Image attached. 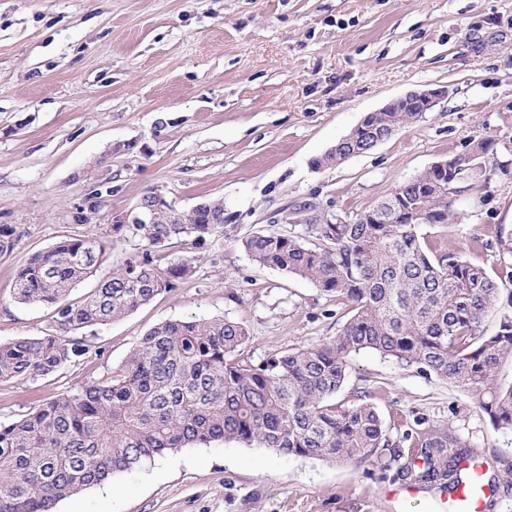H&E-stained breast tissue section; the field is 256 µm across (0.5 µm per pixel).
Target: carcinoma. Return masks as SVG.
<instances>
[{"mask_svg":"<svg viewBox=\"0 0 512 512\" xmlns=\"http://www.w3.org/2000/svg\"><path fill=\"white\" fill-rule=\"evenodd\" d=\"M421 117L420 106L402 104L375 112L336 144L335 160L375 143ZM494 143L480 141L457 157L471 172L419 175L350 222L306 223L305 244L294 237L257 233L243 242L251 259L346 298L352 315L326 343L290 348L254 364L243 356L248 329L226 319L173 320L150 329L115 374L54 398L8 425L0 424V512H52L58 501L100 485L142 461L214 440L269 448L286 456L326 461L366 459L387 450L399 463L395 479L424 490L450 493L471 479L460 467L469 452L441 426L403 436L405 453L385 434L371 394L347 405L336 401L347 378L348 357L371 350L416 366L471 396L491 422L512 430V265L491 276L453 251L428 252L420 226L456 218L452 197L485 187L507 168L483 162ZM411 208L403 224L395 213ZM224 203L175 216L167 203L151 224H114L149 248L218 228ZM21 237L0 225V254ZM94 236L65 237L33 255L15 274V299L52 308L51 333L0 344V381L48 376L92 353L82 328L104 325L136 310L161 291L191 276L194 259L176 257L161 269L151 254L112 270L81 302L67 300L93 275L105 251ZM500 309L497 330H482Z\"/></svg>","mask_w":512,"mask_h":512,"instance_id":"carcinoma-1","label":"carcinoma"}]
</instances>
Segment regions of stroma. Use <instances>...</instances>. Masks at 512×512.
<instances>
[{"label":"stroma","instance_id":"stroma-1","mask_svg":"<svg viewBox=\"0 0 512 512\" xmlns=\"http://www.w3.org/2000/svg\"><path fill=\"white\" fill-rule=\"evenodd\" d=\"M423 88L447 94L369 152L316 166L368 112ZM480 140L512 143V0H0V225L22 231L0 255V343L46 334L51 307L17 302L14 277L62 238L106 245L95 275L70 291L74 302L142 252L161 267L195 260L175 288L87 329L101 355L0 382V423L110 376L165 321L241 323L255 363L331 340L348 304L259 267L243 240L305 238L306 204L353 220ZM150 193L180 210L222 200L224 224L204 243L147 250L112 226ZM453 208V226H422L424 246L501 268L512 165ZM365 390L391 440L423 423L451 429L494 487L488 512H512V430L458 388L369 351L350 357L336 399L350 404ZM388 461L332 463L216 440L116 473L54 512H439L431 491L386 501Z\"/></svg>","mask_w":512,"mask_h":512}]
</instances>
